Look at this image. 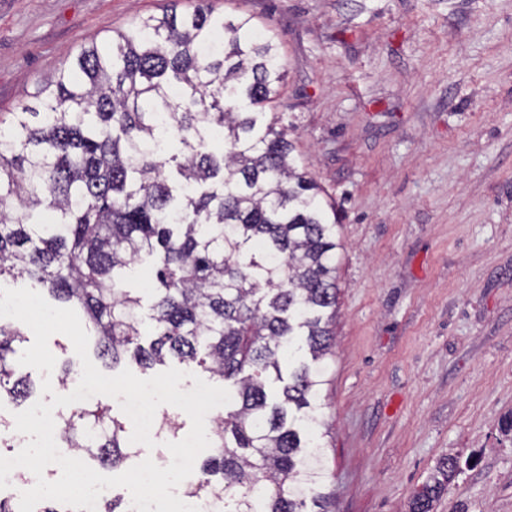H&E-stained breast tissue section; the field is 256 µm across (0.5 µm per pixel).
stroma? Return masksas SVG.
<instances>
[{
	"mask_svg": "<svg viewBox=\"0 0 512 512\" xmlns=\"http://www.w3.org/2000/svg\"><path fill=\"white\" fill-rule=\"evenodd\" d=\"M195 0H0V113L90 43ZM282 42L277 112L336 204L333 512H512V0H213ZM149 457L191 421L164 404ZM459 472L458 457L448 455L441 458L427 481L413 493L409 512H432L434 503L448 489V484Z\"/></svg>",
	"mask_w": 512,
	"mask_h": 512,
	"instance_id": "stroma-1",
	"label": "stroma"
}]
</instances>
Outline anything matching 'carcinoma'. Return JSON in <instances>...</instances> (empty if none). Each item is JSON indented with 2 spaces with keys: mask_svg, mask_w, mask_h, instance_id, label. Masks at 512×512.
Here are the masks:
<instances>
[{
  "mask_svg": "<svg viewBox=\"0 0 512 512\" xmlns=\"http://www.w3.org/2000/svg\"><path fill=\"white\" fill-rule=\"evenodd\" d=\"M286 79L278 36L211 0L85 46L0 118V286L25 282L79 313L98 356L176 359L232 387L190 493L224 512H329L322 435L333 345L336 208L268 112ZM153 258V339L128 272ZM27 341L0 323V400L33 391ZM288 365V374L282 366ZM60 438L101 465L130 457L96 400ZM460 472L441 458L409 512Z\"/></svg>",
  "mask_w": 512,
  "mask_h": 512,
  "instance_id": "carcinoma-1",
  "label": "carcinoma"
}]
</instances>
